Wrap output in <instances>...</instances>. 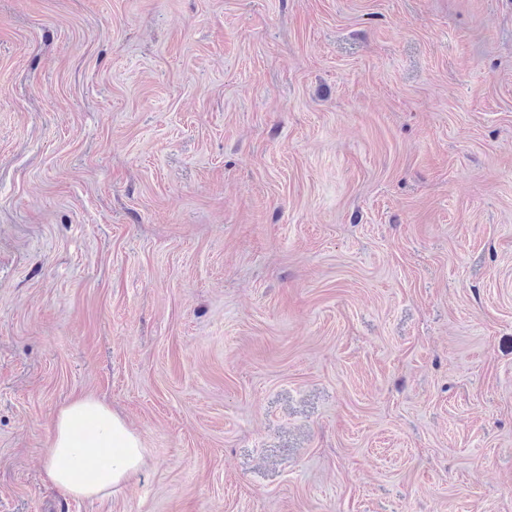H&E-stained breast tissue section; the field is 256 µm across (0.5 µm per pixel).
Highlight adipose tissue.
<instances>
[{
  "instance_id": "1",
  "label": "adipose tissue",
  "mask_w": 512,
  "mask_h": 512,
  "mask_svg": "<svg viewBox=\"0 0 512 512\" xmlns=\"http://www.w3.org/2000/svg\"><path fill=\"white\" fill-rule=\"evenodd\" d=\"M111 449L112 461L97 460ZM147 450L142 439L106 404L85 396L61 407L45 458L48 480L66 495L108 496L122 490L140 470Z\"/></svg>"
}]
</instances>
